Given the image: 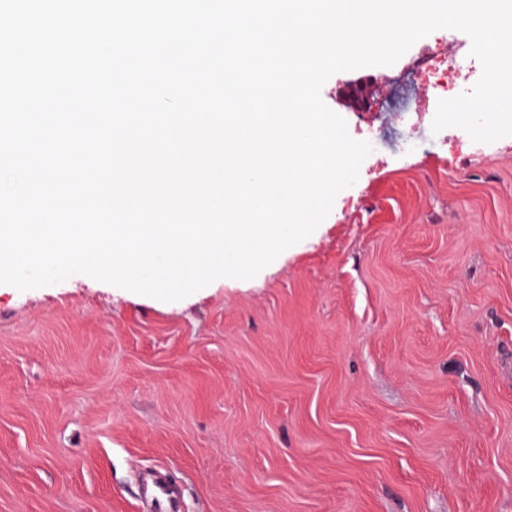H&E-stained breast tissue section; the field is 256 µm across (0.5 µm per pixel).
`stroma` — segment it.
<instances>
[{
	"mask_svg": "<svg viewBox=\"0 0 512 512\" xmlns=\"http://www.w3.org/2000/svg\"><path fill=\"white\" fill-rule=\"evenodd\" d=\"M338 72L325 104L351 138ZM512 512V136L380 148L250 279L164 302L83 274L0 284V512Z\"/></svg>",
	"mask_w": 512,
	"mask_h": 512,
	"instance_id": "1",
	"label": "stroma"
}]
</instances>
